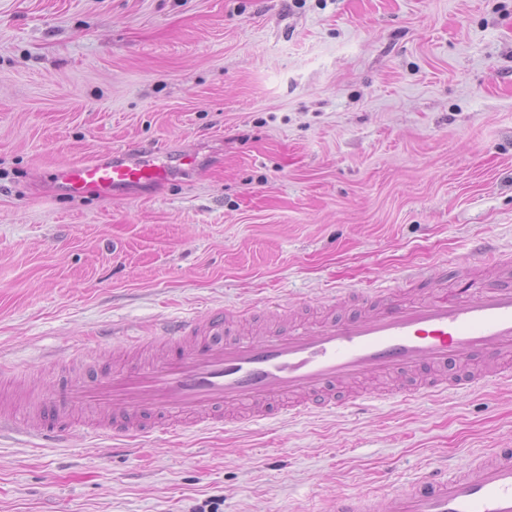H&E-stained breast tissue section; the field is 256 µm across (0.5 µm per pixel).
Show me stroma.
Returning a JSON list of instances; mask_svg holds the SVG:
<instances>
[{"instance_id":"35a3bbf8","label":"stroma","mask_w":512,"mask_h":512,"mask_svg":"<svg viewBox=\"0 0 512 512\" xmlns=\"http://www.w3.org/2000/svg\"><path fill=\"white\" fill-rule=\"evenodd\" d=\"M163 149L68 198L55 168ZM197 156L192 169L180 155ZM512 265V0H0V363L18 397L158 324L336 288H475ZM512 446V389L166 441L0 439V512H317ZM163 162L144 160L129 149L58 168L57 180L72 198H111L113 189L154 183L168 177Z\"/></svg>"}]
</instances>
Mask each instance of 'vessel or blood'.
<instances>
[{"mask_svg": "<svg viewBox=\"0 0 512 512\" xmlns=\"http://www.w3.org/2000/svg\"><path fill=\"white\" fill-rule=\"evenodd\" d=\"M168 174L165 163L119 149L60 167L56 177L71 197L108 198ZM338 295L354 310L282 320L259 333L231 329L220 310L164 326L156 340L162 357L72 378L57 395L19 408L0 404V434L65 442L78 413L96 416L94 433L115 440L325 410L360 413L375 397L363 384L377 379L390 383L385 396L400 399L512 387V281L413 299L392 288ZM322 512H512V448L426 470L379 497H330Z\"/></svg>", "mask_w": 512, "mask_h": 512, "instance_id": "vessel-or-blood-1", "label": "vessel or blood"}]
</instances>
